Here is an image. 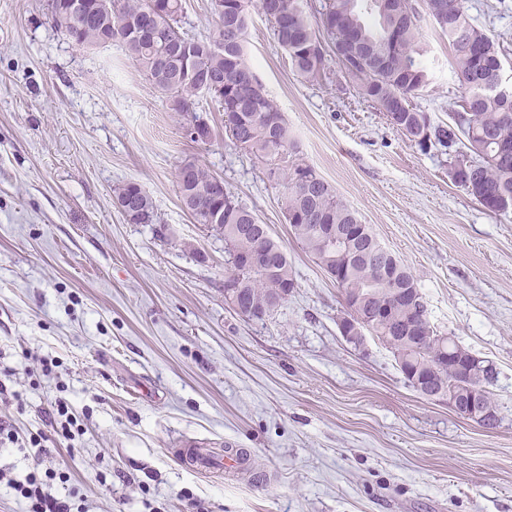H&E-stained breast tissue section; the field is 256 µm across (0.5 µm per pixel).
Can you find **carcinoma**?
<instances>
[{"instance_id":"1","label":"carcinoma","mask_w":512,"mask_h":512,"mask_svg":"<svg viewBox=\"0 0 512 512\" xmlns=\"http://www.w3.org/2000/svg\"><path fill=\"white\" fill-rule=\"evenodd\" d=\"M382 0H326L319 21L312 23L304 0H222L214 35L190 37L180 31L182 0H54L52 24L76 46L95 48L118 44L137 69L168 98L170 109L195 111L198 97L217 98L224 112V129L239 151L273 163L269 177L286 185L281 210L294 237L334 281L344 299L372 316L370 332L387 346L400 369L424 370L433 385L454 389V374L444 365L429 371L456 344L431 327L419 351L413 344L423 326L419 306L403 295L423 296L416 278L401 261L377 253L372 231L359 236L350 227L362 223L316 170L300 159L286 160L294 148L288 126L245 58L248 20L256 8L272 25L278 44L292 68L307 79L325 73L326 53L332 51L340 72L359 95L373 102L390 123L422 151L448 152L449 166L471 158L477 165L453 180L484 209L512 214V85L503 83L499 43L474 23L467 0H446L448 11H434L438 0H426L425 14L448 36L455 51L456 75L464 95L446 125H435L412 104L427 82L421 65V14L412 0H394L396 16L381 13ZM177 186L184 208L196 221L224 236L227 253L238 266L225 277L240 293L268 298L278 289L295 290L296 274L269 225L229 189H218L215 175L197 161L182 162ZM115 198L133 210L130 224L150 212L152 199L135 182L118 187ZM261 245L269 266L249 269L244 258ZM478 383L486 403L495 408V370L480 364Z\"/></svg>"}]
</instances>
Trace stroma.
I'll use <instances>...</instances> for the list:
<instances>
[{
	"mask_svg": "<svg viewBox=\"0 0 512 512\" xmlns=\"http://www.w3.org/2000/svg\"><path fill=\"white\" fill-rule=\"evenodd\" d=\"M47 0H0V363L25 393L16 418L45 429L65 398L83 434L45 443L65 471L59 496L82 512H512V216L485 211L362 98L328 59V78L291 68L252 12L246 54L313 166L415 276L432 323L496 371L501 420L487 429L412 388L381 341L341 336L335 281L293 236L283 185L231 145L224 114L201 97L212 143L116 45L77 50ZM512 78V0H469ZM428 82L414 103L448 123L460 94L454 50L422 22ZM198 159L271 228L297 275L269 319L224 300V240L181 204L177 168ZM137 182L157 221L130 224L114 190ZM167 236H159V227ZM53 375L30 389L36 358ZM198 439L249 455L235 474L183 469ZM31 462L0 446V512H25L9 487Z\"/></svg>",
	"mask_w": 512,
	"mask_h": 512,
	"instance_id": "35a3bbf8",
	"label": "stroma"
}]
</instances>
